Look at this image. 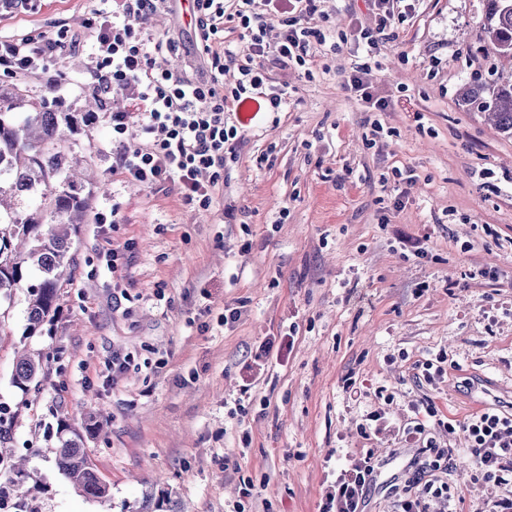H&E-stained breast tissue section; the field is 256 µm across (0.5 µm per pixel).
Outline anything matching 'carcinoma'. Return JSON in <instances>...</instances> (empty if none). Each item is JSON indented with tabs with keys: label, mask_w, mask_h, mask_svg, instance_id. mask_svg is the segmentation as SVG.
I'll return each mask as SVG.
<instances>
[{
	"label": "carcinoma",
	"mask_w": 512,
	"mask_h": 512,
	"mask_svg": "<svg viewBox=\"0 0 512 512\" xmlns=\"http://www.w3.org/2000/svg\"><path fill=\"white\" fill-rule=\"evenodd\" d=\"M482 31L486 48L501 57H512V0H482ZM23 99L15 85L0 88V301L27 287L26 334L33 336L52 326L59 312L60 288L70 281L71 230L86 223L89 196L78 186L71 146L66 134L74 133L80 119L76 112H54L43 98L32 111L17 116L12 109ZM467 107L483 112L496 129L512 134V78L491 82L474 74L459 89ZM37 283L24 285L29 273ZM55 355L24 349L17 357L11 383L23 394L40 387L45 366ZM19 409L0 404V463L23 473L5 445L13 444ZM62 473L80 490L96 499L109 496L85 448V436L61 424L54 445ZM134 512H180L172 492L150 493Z\"/></svg>",
	"instance_id": "carcinoma-1"
}]
</instances>
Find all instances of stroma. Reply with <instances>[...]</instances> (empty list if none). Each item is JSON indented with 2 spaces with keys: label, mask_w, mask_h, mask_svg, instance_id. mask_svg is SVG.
Masks as SVG:
<instances>
[{
  "label": "stroma",
  "mask_w": 512,
  "mask_h": 512,
  "mask_svg": "<svg viewBox=\"0 0 512 512\" xmlns=\"http://www.w3.org/2000/svg\"><path fill=\"white\" fill-rule=\"evenodd\" d=\"M110 0H27L0 11V37L64 33L65 83L23 76L26 112L48 98L85 112L93 96L91 26ZM396 41L381 43L369 78L385 112L345 82L367 57L359 29L375 26L370 0H326L311 27L313 77L287 82L281 112L246 127L209 209L186 204L173 181L142 186L112 167L110 94L74 152L97 185L72 236L75 265L52 334L25 333L17 289L0 326V402L23 406L14 452L38 512H100L58 469L46 439L98 409L112 422L86 448L110 487L112 512L174 491L183 512H320L335 452L375 466L367 512H394L412 475L400 428L424 418L452 455L451 492L463 512H493L512 489L478 479L448 420L477 412L483 393L512 413V136L464 108L474 73L512 75V58L482 49V0H396ZM340 50L330 51L329 43ZM412 184L400 186L399 172ZM131 242L126 264L106 266ZM239 319L223 324L224 309ZM268 357L257 358L261 345ZM61 350L39 392L11 377L15 352ZM129 360L113 372L112 355ZM442 372L427 378L426 360ZM435 418H427V410ZM384 413L391 433L360 431Z\"/></svg>",
  "instance_id": "1"
}]
</instances>
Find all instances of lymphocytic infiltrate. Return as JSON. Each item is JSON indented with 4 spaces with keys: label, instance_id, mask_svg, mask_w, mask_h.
<instances>
[{
    "label": "lymphocytic infiltrate",
    "instance_id": "lymphocytic-infiltrate-1",
    "mask_svg": "<svg viewBox=\"0 0 512 512\" xmlns=\"http://www.w3.org/2000/svg\"><path fill=\"white\" fill-rule=\"evenodd\" d=\"M195 54L204 65L195 72L156 67V57L178 55L180 37L143 27V17L171 11L172 0H112V17L94 33L89 69L98 94H122L129 108L112 115V166L143 186L176 180L183 198L209 208L227 158L235 156L238 127L232 114L247 103L258 111H279L288 89L270 82L269 70L288 65L308 68V47L315 31L309 25L321 0H195ZM279 16L280 35L268 42L266 15ZM241 29L242 62L232 80L224 78L219 46L225 15ZM66 41L47 39L33 45L30 38L0 39V67L20 76L50 73L60 84L63 72L55 65ZM142 122L144 142L128 147L124 135L132 119ZM464 447L483 479L512 486V414L483 411L457 424ZM405 442L416 449L412 484L396 502V512H428L430 499L461 512L452 504L439 464L426 457L434 446L425 423L404 428ZM374 468L368 459L346 455L336 463V479L325 493L322 512H364Z\"/></svg>",
    "mask_w": 512,
    "mask_h": 512
}]
</instances>
